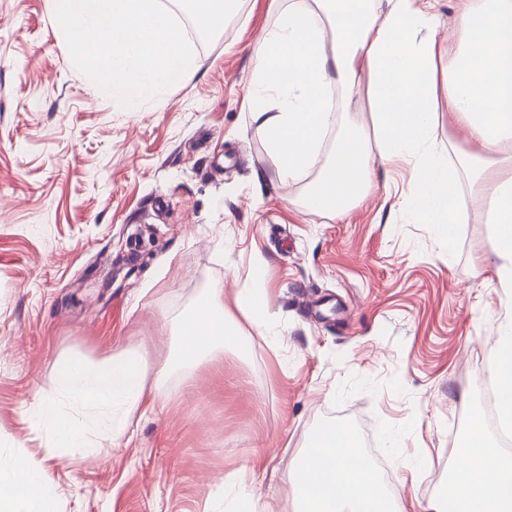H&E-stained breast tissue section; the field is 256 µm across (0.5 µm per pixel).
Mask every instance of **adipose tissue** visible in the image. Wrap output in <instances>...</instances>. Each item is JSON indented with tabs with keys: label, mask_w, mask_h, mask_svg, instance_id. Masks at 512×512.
Returning a JSON list of instances; mask_svg holds the SVG:
<instances>
[{
	"label": "adipose tissue",
	"mask_w": 512,
	"mask_h": 512,
	"mask_svg": "<svg viewBox=\"0 0 512 512\" xmlns=\"http://www.w3.org/2000/svg\"><path fill=\"white\" fill-rule=\"evenodd\" d=\"M437 0H290L261 38L250 84V109L279 180L311 176L302 201L309 212L336 217L368 195L373 164L412 161L414 192L407 208L418 224L446 238L468 223L470 203L462 180L488 200L489 251L497 282L512 296V0H458L454 35L437 38ZM238 0H178L197 28L223 27ZM447 57V73L437 61ZM466 131L465 148L447 155L433 131L438 98ZM369 112L370 125L350 124L323 156L336 110ZM224 291L211 289L172 341L184 358L204 348L234 345ZM147 351L125 350L101 363L56 367L58 399L37 398V423L70 448L86 443L84 424L66 417L61 402L88 416L104 415L122 435L147 400ZM491 378L501 422L512 426V319L498 326ZM357 444L346 427L315 431L293 486L295 512H404L375 474L355 464ZM0 512H53L36 459L0 468ZM429 512H512V456L487 438L479 414L469 418L444 495Z\"/></svg>",
	"instance_id": "ef3b65f1"
}]
</instances>
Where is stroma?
Returning a JSON list of instances; mask_svg holds the SVG:
<instances>
[{
  "label": "stroma",
  "mask_w": 512,
  "mask_h": 512,
  "mask_svg": "<svg viewBox=\"0 0 512 512\" xmlns=\"http://www.w3.org/2000/svg\"><path fill=\"white\" fill-rule=\"evenodd\" d=\"M288 2L242 0L192 40V78L128 112L76 70L51 0H0V467L41 460L53 512H235L244 493L294 512L297 460L328 425L371 444L406 512H426L484 410L512 315L487 211L451 243L415 223L408 162L375 165L342 215L301 207L307 180H278L249 105ZM257 266L264 337L235 304ZM215 287L244 350L187 361L167 337ZM131 347L156 366L153 409L47 453L29 405L53 396V369Z\"/></svg>",
  "instance_id": "35a3bbf8"
}]
</instances>
